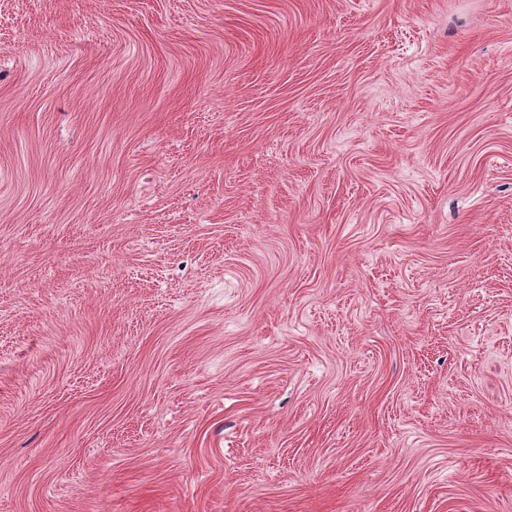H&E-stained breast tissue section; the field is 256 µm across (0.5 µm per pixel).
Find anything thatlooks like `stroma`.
<instances>
[{"instance_id":"1","label":"stroma","mask_w":512,"mask_h":512,"mask_svg":"<svg viewBox=\"0 0 512 512\" xmlns=\"http://www.w3.org/2000/svg\"><path fill=\"white\" fill-rule=\"evenodd\" d=\"M0 512H512V0H0Z\"/></svg>"}]
</instances>
